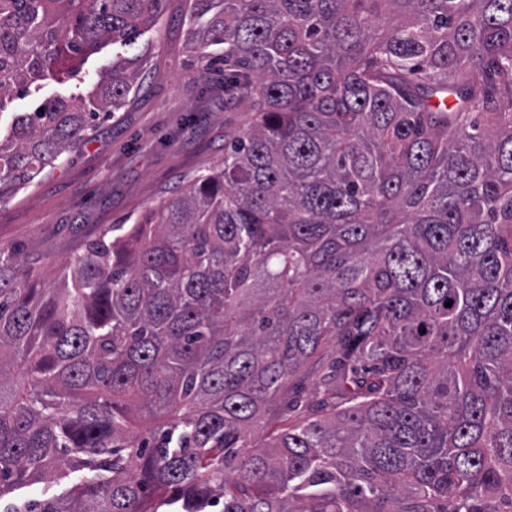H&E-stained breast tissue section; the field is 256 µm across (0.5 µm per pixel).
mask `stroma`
<instances>
[{
	"label": "stroma",
	"instance_id": "obj_1",
	"mask_svg": "<svg viewBox=\"0 0 512 512\" xmlns=\"http://www.w3.org/2000/svg\"><path fill=\"white\" fill-rule=\"evenodd\" d=\"M185 0H166L155 28L130 46L102 43L64 83L48 82L0 106V127L55 97L84 95L117 56L140 78L127 104L38 182L0 199V246L23 252L53 279L113 224L149 213L185 180L221 162L225 135L251 114L224 94V76L187 50Z\"/></svg>",
	"mask_w": 512,
	"mask_h": 512
}]
</instances>
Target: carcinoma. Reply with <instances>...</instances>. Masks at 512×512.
<instances>
[{
	"label": "carcinoma",
	"mask_w": 512,
	"mask_h": 512,
	"mask_svg": "<svg viewBox=\"0 0 512 512\" xmlns=\"http://www.w3.org/2000/svg\"><path fill=\"white\" fill-rule=\"evenodd\" d=\"M163 2L0 0V100ZM187 4L253 119L53 284L0 247L5 512H512V0ZM136 78L14 116L0 196Z\"/></svg>",
	"instance_id": "obj_1"
}]
</instances>
